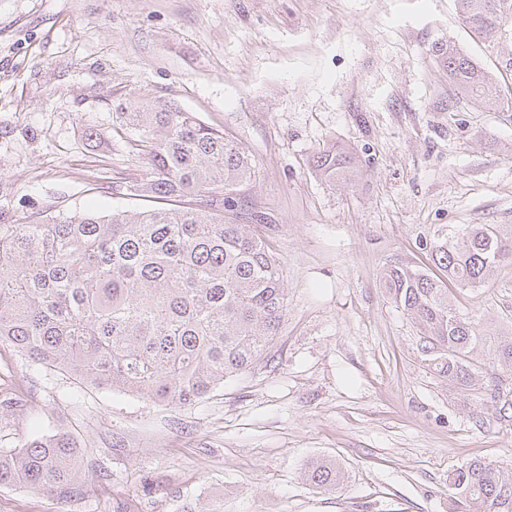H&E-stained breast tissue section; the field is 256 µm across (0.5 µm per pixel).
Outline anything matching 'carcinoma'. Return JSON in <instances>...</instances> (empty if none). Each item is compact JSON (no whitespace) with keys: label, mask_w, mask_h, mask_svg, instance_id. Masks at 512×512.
Instances as JSON below:
<instances>
[{"label":"carcinoma","mask_w":512,"mask_h":512,"mask_svg":"<svg viewBox=\"0 0 512 512\" xmlns=\"http://www.w3.org/2000/svg\"><path fill=\"white\" fill-rule=\"evenodd\" d=\"M462 23L484 40L495 69L483 67L453 39L433 48L448 80L467 102L512 105V0H456ZM118 116L147 157L135 195L171 207L110 214L48 212L24 224L0 212V343L39 368L83 384L145 400L192 405L224 380L249 370L270 349L288 302L280 257L259 224L235 208L238 187L255 177L249 154L192 112L165 100L135 98ZM356 153L328 144L314 157L330 184L357 170ZM436 267L455 284L490 282L512 261V240L494 224L471 228L430 247ZM383 287L423 333L427 361L448 381L475 387L474 349L487 337L448 304V284L409 265L383 272ZM492 366L512 373V336L494 340ZM332 490L339 465L320 461L304 471ZM82 478L80 448L66 431L21 448L0 449V487L68 492ZM448 482L462 512H512V469L474 461Z\"/></svg>","instance_id":"carcinoma-1"}]
</instances>
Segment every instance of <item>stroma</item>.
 <instances>
[{
	"label": "stroma",
	"instance_id": "1",
	"mask_svg": "<svg viewBox=\"0 0 512 512\" xmlns=\"http://www.w3.org/2000/svg\"><path fill=\"white\" fill-rule=\"evenodd\" d=\"M485 48L455 0H0V211L141 207L147 160L115 109L195 112L255 166L236 202L283 261L288 313L267 356L189 406L82 386L0 345V448L69 432L91 479L64 497L0 487V512H452L449 473L512 468V374L482 388L429 367L381 285L436 267L429 243L477 224L512 237V107L458 99L433 47ZM352 148V181L312 156ZM448 302L512 333V261ZM331 459L326 491L305 469Z\"/></svg>",
	"mask_w": 512,
	"mask_h": 512
}]
</instances>
